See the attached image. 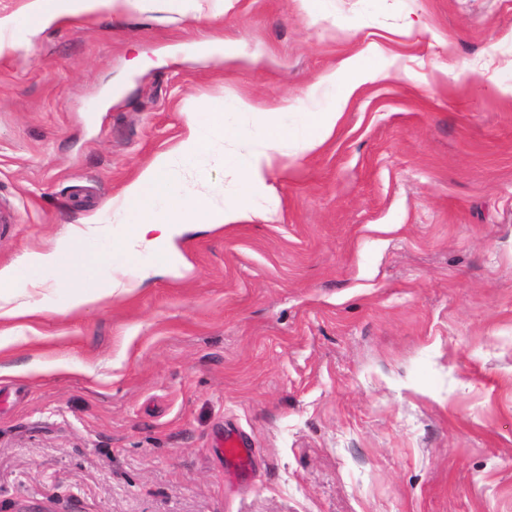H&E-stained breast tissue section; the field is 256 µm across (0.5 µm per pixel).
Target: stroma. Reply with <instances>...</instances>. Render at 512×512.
I'll return each instance as SVG.
<instances>
[{
    "instance_id": "35a3bbf8",
    "label": "stroma",
    "mask_w": 512,
    "mask_h": 512,
    "mask_svg": "<svg viewBox=\"0 0 512 512\" xmlns=\"http://www.w3.org/2000/svg\"><path fill=\"white\" fill-rule=\"evenodd\" d=\"M146 0L0 56V268L112 202L204 102L339 110L275 214L84 310L0 376V512H512V0ZM359 56L351 97L325 78ZM450 84H441L442 70ZM217 141L201 189L230 198ZM254 450L224 477L225 427Z\"/></svg>"
}]
</instances>
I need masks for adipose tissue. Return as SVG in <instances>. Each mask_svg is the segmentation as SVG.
<instances>
[{
	"label": "adipose tissue",
	"mask_w": 512,
	"mask_h": 512,
	"mask_svg": "<svg viewBox=\"0 0 512 512\" xmlns=\"http://www.w3.org/2000/svg\"><path fill=\"white\" fill-rule=\"evenodd\" d=\"M144 0H29L20 15L0 16V56L16 51L17 43L3 39L6 31L36 33L58 23L83 16L129 17L141 11ZM243 112H257L260 121L253 134L256 148L237 152L227 159L238 183L230 204H216L207 195L192 192L175 175L176 167L193 166L210 153L215 137L232 139L238 130L229 123L223 104L211 103L186 115L187 135L171 152L158 155L125 188L116 205L121 222L112 231V242L119 254L152 257L156 266L172 275L179 274L182 257L175 247L177 239L203 224L219 230L248 219L255 203L268 196L270 177L290 145L312 150L322 145L336 126L332 112L307 113L303 125L289 124L283 107L254 108L249 101L239 103ZM86 230L71 227L52 248L28 254L21 265L0 269V323L27 321L43 315L41 299L50 286L67 288L68 307L82 310L101 301L131 293L146 276L145 270H119L97 276L85 261L81 247ZM52 280H45L44 272Z\"/></svg>",
	"instance_id": "ef3b65f1"
}]
</instances>
